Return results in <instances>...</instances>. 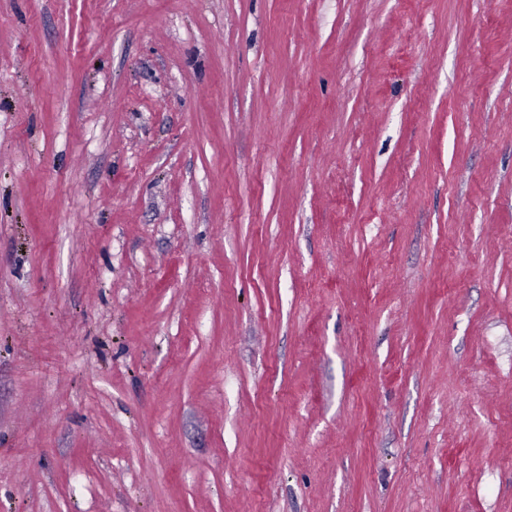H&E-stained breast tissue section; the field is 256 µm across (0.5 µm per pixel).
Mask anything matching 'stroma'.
<instances>
[{"label": "stroma", "mask_w": 512, "mask_h": 512, "mask_svg": "<svg viewBox=\"0 0 512 512\" xmlns=\"http://www.w3.org/2000/svg\"><path fill=\"white\" fill-rule=\"evenodd\" d=\"M0 512H512V0H0Z\"/></svg>", "instance_id": "stroma-1"}]
</instances>
